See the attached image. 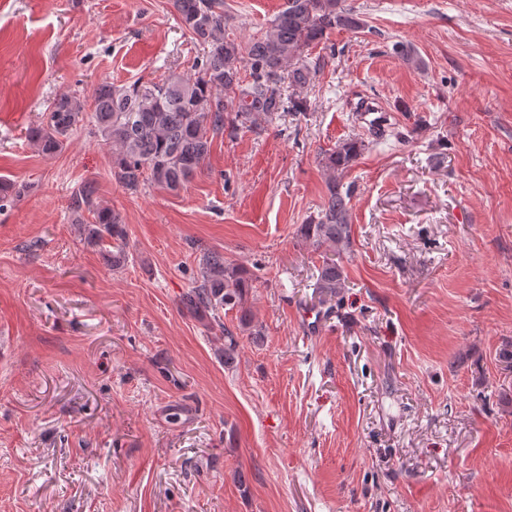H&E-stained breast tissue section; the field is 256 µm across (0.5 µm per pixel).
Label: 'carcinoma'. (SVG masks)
<instances>
[{"label":"carcinoma","mask_w":512,"mask_h":512,"mask_svg":"<svg viewBox=\"0 0 512 512\" xmlns=\"http://www.w3.org/2000/svg\"><path fill=\"white\" fill-rule=\"evenodd\" d=\"M344 0H286L265 34L242 44L225 33L224 0H172L181 25L205 49V61L194 76L171 72L157 81L130 85L99 84L90 99L76 95L56 99L46 121L30 131L42 153L60 152L71 133L91 108L92 131L112 145L114 176L137 193L147 185L171 191L186 186L202 170L212 136L224 126L253 128L271 121L284 108L290 87H304L318 67L303 59L305 50L327 39L330 31L359 30L363 23ZM362 138L346 139L326 151L322 164L330 173L328 193L317 217L300 228L301 237L337 253L352 248L350 200L352 189L336 182L365 149ZM28 191L25 183L0 180V208ZM92 183L81 185L70 197L72 223L80 225L84 241L100 244L110 237H125L119 214L94 199ZM91 218H85V215ZM254 279L250 270L224 260L209 249L200 251L198 274L180 299L189 312L208 316L224 335V365H231L239 347L238 336L224 327L220 313L236 310L239 327L255 343L262 328L253 324L248 296ZM345 287L344 270L332 258L323 260L313 288L324 298H335Z\"/></svg>","instance_id":"cac0c4a2"}]
</instances>
